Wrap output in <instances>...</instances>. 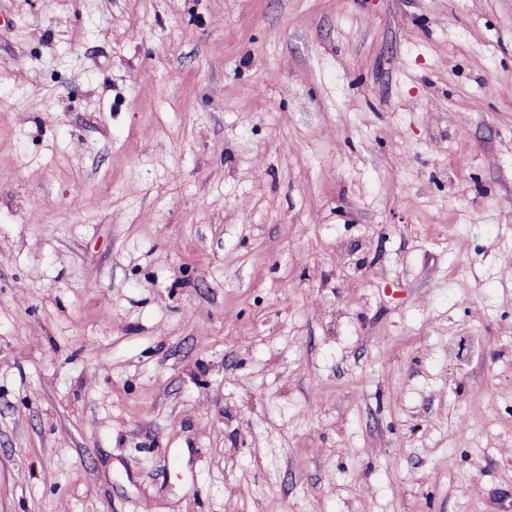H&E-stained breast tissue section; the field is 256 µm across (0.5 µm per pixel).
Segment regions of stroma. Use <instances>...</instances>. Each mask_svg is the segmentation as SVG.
<instances>
[{"label":"stroma","instance_id":"stroma-1","mask_svg":"<svg viewBox=\"0 0 512 512\" xmlns=\"http://www.w3.org/2000/svg\"><path fill=\"white\" fill-rule=\"evenodd\" d=\"M0 512H512V0H0Z\"/></svg>","mask_w":512,"mask_h":512}]
</instances>
